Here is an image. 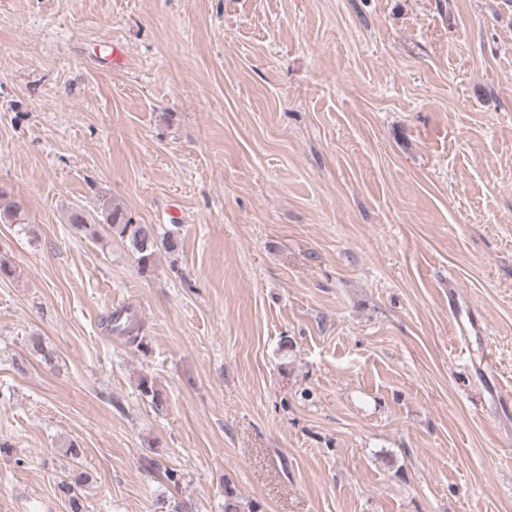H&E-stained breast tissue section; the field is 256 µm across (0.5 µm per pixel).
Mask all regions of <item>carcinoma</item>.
Masks as SVG:
<instances>
[{
    "instance_id": "cac0c4a2",
    "label": "carcinoma",
    "mask_w": 512,
    "mask_h": 512,
    "mask_svg": "<svg viewBox=\"0 0 512 512\" xmlns=\"http://www.w3.org/2000/svg\"><path fill=\"white\" fill-rule=\"evenodd\" d=\"M102 223L106 224L111 236L125 242L136 256L140 273L153 271L157 253L165 250L168 253L176 251L178 238L174 232L168 231L162 235L156 233L154 225L140 224L129 215L123 203L113 197H107L101 204ZM0 222L3 224L24 223L23 211L19 203L10 201L0 204ZM101 326L110 336H116L127 345L139 349L146 347L145 337L141 335L143 325L135 314L128 308L110 310L100 319ZM27 350L35 357L46 362L51 354L40 336H31L27 340ZM137 387L142 397L159 408L163 406L162 393L155 387L154 381L144 375L139 378ZM224 512H246L245 505L236 490L224 482Z\"/></svg>"
}]
</instances>
